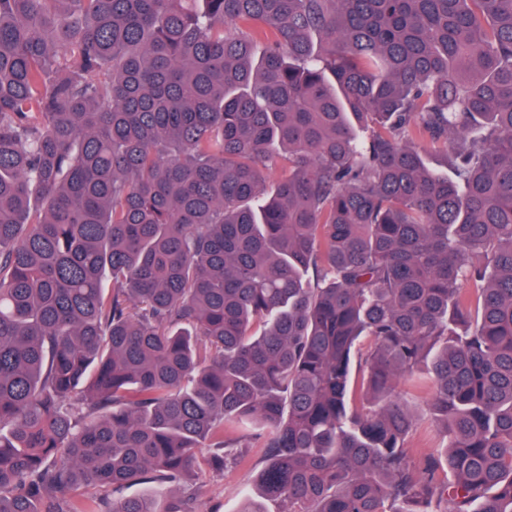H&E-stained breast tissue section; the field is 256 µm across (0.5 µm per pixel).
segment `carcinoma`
Segmentation results:
<instances>
[{"instance_id":"cac0c4a2","label":"carcinoma","mask_w":512,"mask_h":512,"mask_svg":"<svg viewBox=\"0 0 512 512\" xmlns=\"http://www.w3.org/2000/svg\"><path fill=\"white\" fill-rule=\"evenodd\" d=\"M251 448L286 512H512V0H0V512ZM429 377V365H422L401 385L405 399L416 413V429L408 441L410 453L419 460L424 454L441 447L443 426L429 409V394L426 382Z\"/></svg>"}]
</instances>
